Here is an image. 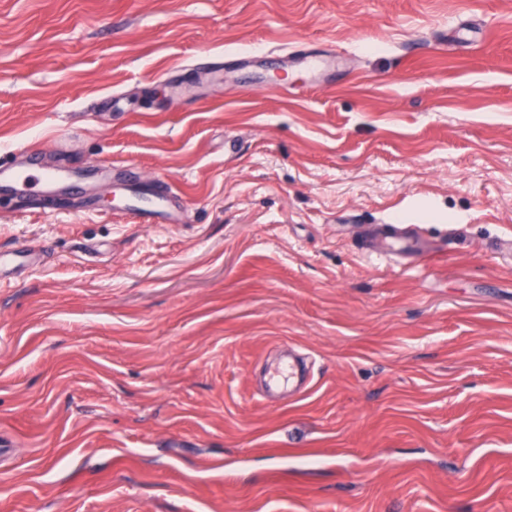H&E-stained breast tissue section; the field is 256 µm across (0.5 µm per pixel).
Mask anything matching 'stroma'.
<instances>
[{
	"label": "stroma",
	"instance_id": "35a3bbf8",
	"mask_svg": "<svg viewBox=\"0 0 512 512\" xmlns=\"http://www.w3.org/2000/svg\"><path fill=\"white\" fill-rule=\"evenodd\" d=\"M19 148L0 512H512V0H0ZM68 168H61L52 173L36 172L31 169H16L0 159V193L8 192L21 205H40L49 197L59 182L65 181ZM126 191V207L140 219L160 216L167 221H179L177 211L168 196L159 191L154 184L140 181L138 173H131ZM373 236L376 244L372 247H376L379 240L385 241L384 249H387V254L402 260L414 259L432 251L422 244V237L417 230H413L411 224H380L373 231Z\"/></svg>",
	"mask_w": 512,
	"mask_h": 512
}]
</instances>
